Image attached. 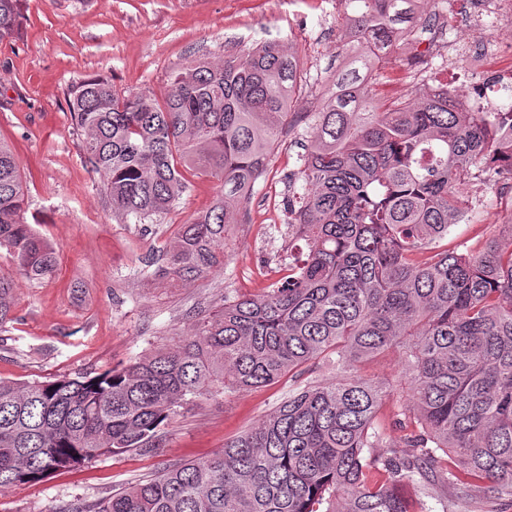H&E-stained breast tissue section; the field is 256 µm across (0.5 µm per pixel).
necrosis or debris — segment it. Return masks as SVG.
<instances>
[{
	"mask_svg": "<svg viewBox=\"0 0 512 512\" xmlns=\"http://www.w3.org/2000/svg\"><path fill=\"white\" fill-rule=\"evenodd\" d=\"M448 65L457 71L461 112H493L512 97V0H467L449 6Z\"/></svg>",
	"mask_w": 512,
	"mask_h": 512,
	"instance_id": "1",
	"label": "necrosis or debris"
}]
</instances>
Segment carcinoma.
<instances>
[{
	"label": "carcinoma",
	"instance_id": "carcinoma-1",
	"mask_svg": "<svg viewBox=\"0 0 512 512\" xmlns=\"http://www.w3.org/2000/svg\"><path fill=\"white\" fill-rule=\"evenodd\" d=\"M24 0H0V42ZM345 65L327 86L288 199V277L223 297L183 343L92 378L0 379V492L101 456L159 447L183 405L296 378L336 379L288 393L215 455L168 467L90 512H426L439 492L497 512L512 499V219L477 247L444 244L475 203L461 184L512 181V100L458 112L446 84L392 99L375 67L426 20L422 0H344ZM306 83L276 41L220 64L196 59L164 96L118 94L105 78L72 86L69 111L112 214L155 224L194 177L220 189L176 231L166 273L191 283L224 266V232L266 174ZM28 189L0 139V250L29 282L53 246L24 222ZM18 283L0 274V327ZM404 350L406 430L382 445L387 383L362 364ZM385 447L380 453L373 449Z\"/></svg>",
	"mask_w": 512,
	"mask_h": 512
}]
</instances>
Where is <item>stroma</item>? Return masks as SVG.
Returning <instances> with one entry per match:
<instances>
[{
  "label": "stroma",
  "mask_w": 512,
  "mask_h": 512,
  "mask_svg": "<svg viewBox=\"0 0 512 512\" xmlns=\"http://www.w3.org/2000/svg\"><path fill=\"white\" fill-rule=\"evenodd\" d=\"M342 13L339 0H26L20 34L0 43V139L13 145L27 176L24 219L53 245L58 265L42 281L19 280L14 320L0 328V379L49 381L132 363L186 338L223 296L251 295L280 278L288 265V175L300 166L323 85L342 62ZM447 23V10L434 8L414 41L384 59L378 74L393 97L416 91L413 56L428 60V81H451L433 34ZM264 40L295 50L307 83L268 172L229 229L223 268L178 284L163 273L164 253L176 225L211 204L217 181L192 179L161 223L119 222L84 162L70 89L100 76L121 94L160 95L189 61L219 62ZM479 196L480 205L451 227L452 244L475 245L478 233L512 211V197L497 187ZM335 377L322 364L294 381L186 404L160 448L103 456L1 493L0 512H85L168 466L221 450L296 386Z\"/></svg>",
  "instance_id": "1"
}]
</instances>
